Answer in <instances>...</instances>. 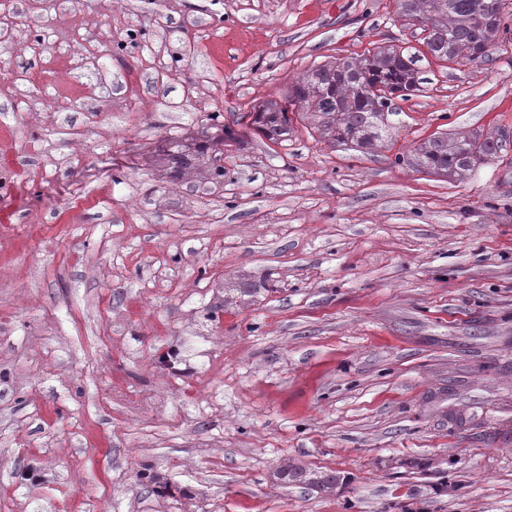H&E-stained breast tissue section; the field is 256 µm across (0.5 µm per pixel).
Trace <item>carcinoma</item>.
Listing matches in <instances>:
<instances>
[{
  "label": "carcinoma",
  "mask_w": 512,
  "mask_h": 512,
  "mask_svg": "<svg viewBox=\"0 0 512 512\" xmlns=\"http://www.w3.org/2000/svg\"><path fill=\"white\" fill-rule=\"evenodd\" d=\"M401 18L418 25L425 33L423 43L436 59L459 66L484 61L489 54L476 55L479 45L489 49L508 41L507 0H397ZM419 79L413 59L400 48L378 47L358 57L338 58L312 68L295 85L287 104L266 102L258 107L255 123L264 135L278 141L290 132V113L308 114L321 134L338 145L371 150L391 135L387 95L403 100L418 90ZM509 135L468 134L454 137L433 134L396 162L463 182L482 164L507 150ZM283 480L303 482L323 490L336 487L331 473L310 474L283 469Z\"/></svg>",
  "instance_id": "obj_1"
}]
</instances>
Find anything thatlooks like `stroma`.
<instances>
[{"instance_id": "stroma-1", "label": "stroma", "mask_w": 512, "mask_h": 512, "mask_svg": "<svg viewBox=\"0 0 512 512\" xmlns=\"http://www.w3.org/2000/svg\"><path fill=\"white\" fill-rule=\"evenodd\" d=\"M421 36L396 0H0V512H512V149L395 162L512 132V41ZM389 45V146L258 130ZM509 135L498 131L494 136L468 134L448 136V133L432 134L419 143L409 154L396 156L398 164L406 163L417 171H425L462 182L482 164L499 158L507 151ZM279 476L283 480L292 482H303L312 486H316L323 490H331L336 487V476L331 473H314L313 475L306 471L289 470L285 468L279 471Z\"/></svg>"}]
</instances>
